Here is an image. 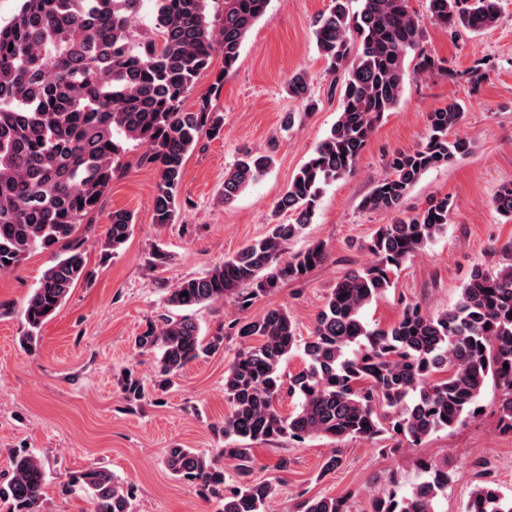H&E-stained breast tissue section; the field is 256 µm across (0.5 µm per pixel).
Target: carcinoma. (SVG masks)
<instances>
[{
  "mask_svg": "<svg viewBox=\"0 0 512 512\" xmlns=\"http://www.w3.org/2000/svg\"><path fill=\"white\" fill-rule=\"evenodd\" d=\"M152 25L135 28L141 0H22L18 13L0 25V273H9L35 250L50 251L52 264L27 300L24 341H36L43 325L86 275L77 226L98 209L112 182L124 144L148 147L156 166L154 223L176 221L187 155L204 135L216 137L224 116L202 102L191 111L185 100L209 73L215 53L224 77L235 65L251 28L266 15L268 0H224L219 28L210 0H155ZM333 0L315 21V38L328 69L343 68L341 111L329 134L301 166L276 204L293 217L202 277L170 289L167 305L191 310L232 297L246 310L284 281L300 280L326 259L324 243L286 255L288 242L312 223L324 187L356 171L370 135L399 103L409 69L448 71L445 61L422 45L425 21L456 31L481 33L499 17L498 0H428L427 18L410 0ZM288 94L316 107L306 72L294 73ZM463 115L452 101L428 115L414 150L395 155L391 173L379 179L362 205L391 216L367 245L373 260L351 269L331 289L312 332L302 338L288 310L232 325L239 349L224 372V448L234 463L232 483L216 458L193 448L169 449L166 466L178 480L199 483L223 498L222 512H267L275 487L253 478L252 444L270 439H377L416 446L438 431L475 414L488 380L500 390V422L512 431V264L495 270L474 267L455 306L431 314L405 303L397 322L373 328L363 310L393 285L402 264L442 233L448 197L403 214L411 188L424 172L471 154V140L452 134ZM275 162V151H246L224 173L221 198L232 201ZM495 210L512 222V184L500 188ZM133 215L110 216L104 255L127 242ZM135 347L158 355L164 389L193 361L224 347V330L200 334L188 315L166 316L135 337ZM303 351L304 367L283 379L281 366ZM509 368H504V365ZM130 403L146 398L139 377L120 382ZM297 397L295 410L276 407L283 388ZM424 479L407 491L394 488L368 500L365 512H437L448 487V464L422 460ZM46 471L32 454L15 457L11 477L0 483V503L9 512H40ZM85 491L93 512H132L133 488L105 467L71 478ZM289 512H351L348 495L306 497ZM466 512H512L497 483L483 479L470 492Z\"/></svg>",
  "mask_w": 512,
  "mask_h": 512,
  "instance_id": "1",
  "label": "carcinoma"
}]
</instances>
